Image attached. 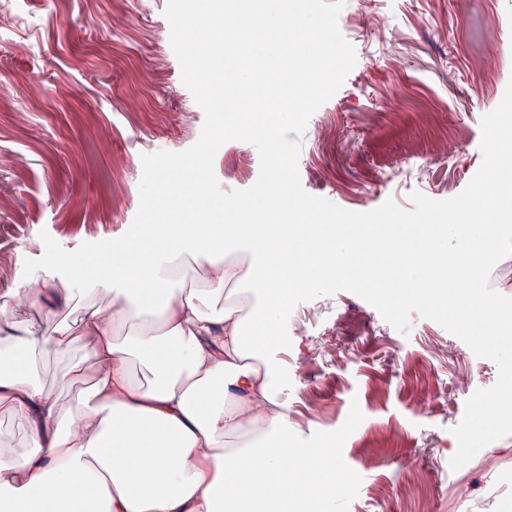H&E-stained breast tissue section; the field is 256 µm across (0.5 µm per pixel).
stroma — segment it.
Listing matches in <instances>:
<instances>
[{"label":"stroma","instance_id":"obj_1","mask_svg":"<svg viewBox=\"0 0 512 512\" xmlns=\"http://www.w3.org/2000/svg\"><path fill=\"white\" fill-rule=\"evenodd\" d=\"M167 0H0V296L22 287L41 233L62 248L122 236L139 207L141 156L196 143L205 114L181 78ZM356 64L301 137L304 190L368 212L414 208L416 177L386 181L410 157L429 162L444 198L483 155L481 119L512 81V0H346L338 16ZM39 86H31L32 74ZM224 191L252 186L250 143L214 158ZM313 322L278 350L283 395L302 447L327 446L352 490L328 512H503L512 504V435L452 469L468 398L498 368L435 321L409 333L358 295L303 302Z\"/></svg>","mask_w":512,"mask_h":512}]
</instances>
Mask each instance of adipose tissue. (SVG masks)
<instances>
[{
    "label": "adipose tissue",
    "mask_w": 512,
    "mask_h": 512,
    "mask_svg": "<svg viewBox=\"0 0 512 512\" xmlns=\"http://www.w3.org/2000/svg\"><path fill=\"white\" fill-rule=\"evenodd\" d=\"M282 172L257 187L254 207L232 206L216 229L205 206L140 264L138 239L119 244L122 263L94 275L96 257L56 261L46 275L0 299V412L27 428L22 452L0 454V512H317L344 492L348 474L326 448L291 444L297 434L272 347L282 335L289 286L346 274L369 251L361 233L326 234L282 204ZM485 199L453 205L448 254L424 236L400 254L403 307L443 297L456 266L471 287L512 240V193L492 220L462 231L460 217ZM86 351L46 385L39 361ZM91 382L73 400L58 392Z\"/></svg>",
    "instance_id": "obj_1"
}]
</instances>
